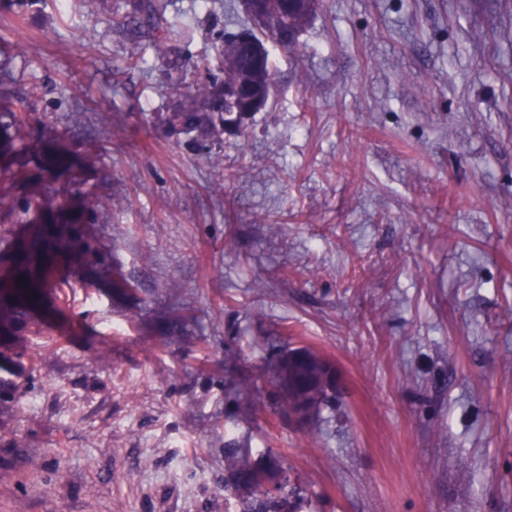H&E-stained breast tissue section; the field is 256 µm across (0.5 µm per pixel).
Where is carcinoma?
Instances as JSON below:
<instances>
[{"mask_svg": "<svg viewBox=\"0 0 512 512\" xmlns=\"http://www.w3.org/2000/svg\"><path fill=\"white\" fill-rule=\"evenodd\" d=\"M318 0H309L287 21L255 30V42L268 39L290 47L301 27L315 11ZM119 26L149 37L157 61L167 77L164 111L153 123L172 135L188 137L187 145L198 155L219 158L226 115L234 109L224 100V78L244 77L259 95L270 96L271 61L255 68L251 50L230 39L224 19L214 16L210 32L217 65L205 74L171 42L172 23L166 18L164 0H125ZM31 112L24 97L0 95V187L7 190L6 208L0 211V416L12 409L33 367L25 362V336L39 332V307L49 303L48 292L68 284L62 271L83 262L86 245L79 227L96 221L100 198L83 189L85 161L98 155L88 138L83 153L72 150L62 138L33 139ZM58 183L68 188L58 202L39 184ZM243 449H224V485L239 495L241 512H284L288 483H274L279 468L267 459L251 464Z\"/></svg>", "mask_w": 512, "mask_h": 512, "instance_id": "cac0c4a2", "label": "carcinoma"}]
</instances>
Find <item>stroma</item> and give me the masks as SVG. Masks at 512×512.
<instances>
[{"label": "stroma", "mask_w": 512, "mask_h": 512, "mask_svg": "<svg viewBox=\"0 0 512 512\" xmlns=\"http://www.w3.org/2000/svg\"><path fill=\"white\" fill-rule=\"evenodd\" d=\"M238 3L167 0L192 61ZM266 47L268 103L214 162L154 127V50L93 0L0 8L34 135L92 129L85 186L124 199L83 227L102 279L71 274L26 341L0 512H240L238 445L300 484L292 512H512V0H321ZM301 346L342 372L306 424L275 398Z\"/></svg>", "instance_id": "obj_1"}]
</instances>
